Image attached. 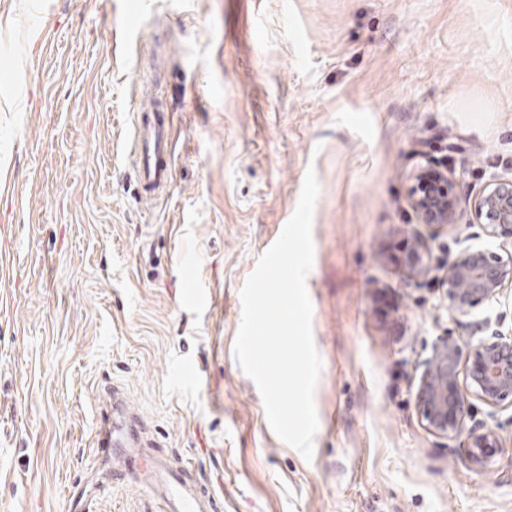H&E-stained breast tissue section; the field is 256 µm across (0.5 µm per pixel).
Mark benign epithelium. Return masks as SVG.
Returning a JSON list of instances; mask_svg holds the SVG:
<instances>
[{"label":"benign epithelium","mask_w":512,"mask_h":512,"mask_svg":"<svg viewBox=\"0 0 512 512\" xmlns=\"http://www.w3.org/2000/svg\"><path fill=\"white\" fill-rule=\"evenodd\" d=\"M422 157L425 164L413 174L408 200L419 223L443 228L466 218L487 237L502 241L500 253L467 247L445 263L434 260L419 242L408 262L410 278L439 281L446 288L448 310L469 316L474 309L499 301L505 286H512V178L492 177L463 209L456 193L461 177L430 153L424 151ZM478 327L490 335L468 350L453 336L433 346L421 364L415 405L428 433L450 441L466 435L471 462L482 467L504 447V438L487 424L473 421L474 401L496 410L512 409V331H501L500 322L493 329L488 320Z\"/></svg>","instance_id":"7a95c632"}]
</instances>
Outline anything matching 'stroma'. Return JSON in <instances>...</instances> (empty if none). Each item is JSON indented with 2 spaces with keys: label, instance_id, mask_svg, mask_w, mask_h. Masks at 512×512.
Returning a JSON list of instances; mask_svg holds the SVG:
<instances>
[{
  "label": "stroma",
  "instance_id": "1",
  "mask_svg": "<svg viewBox=\"0 0 512 512\" xmlns=\"http://www.w3.org/2000/svg\"><path fill=\"white\" fill-rule=\"evenodd\" d=\"M153 76L174 168L145 205L129 148ZM425 145L461 199L512 176V0H0V512H68L115 387L142 457L207 488L210 512H512V447L478 468L415 409L434 344L481 335L407 252L498 247L418 224ZM311 168L308 461L234 344L241 288ZM88 512L166 508L127 480Z\"/></svg>",
  "mask_w": 512,
  "mask_h": 512
}]
</instances>
